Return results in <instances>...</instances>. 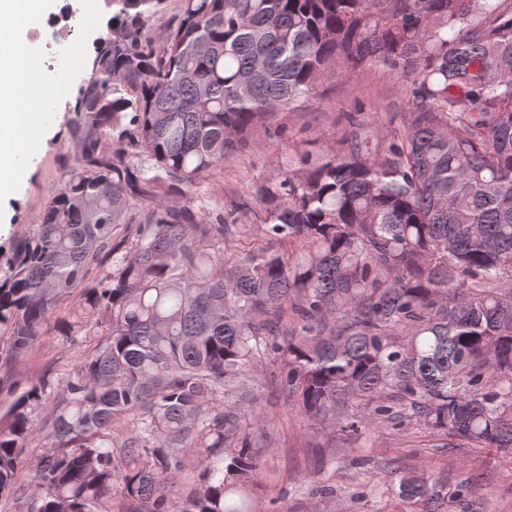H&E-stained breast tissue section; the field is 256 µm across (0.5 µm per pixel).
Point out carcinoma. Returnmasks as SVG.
<instances>
[{
  "label": "carcinoma",
  "instance_id": "1",
  "mask_svg": "<svg viewBox=\"0 0 512 512\" xmlns=\"http://www.w3.org/2000/svg\"><path fill=\"white\" fill-rule=\"evenodd\" d=\"M104 0L72 112L79 149L42 220L0 249V354L61 300L91 349L10 389L0 500L52 410L33 512H254L265 368L299 414L353 441L420 426L512 454V0ZM369 66L411 116L288 169L250 207L190 196L321 80ZM256 237L228 252L227 240ZM186 498L167 488L188 470ZM478 477L400 480L417 512H473Z\"/></svg>",
  "mask_w": 512,
  "mask_h": 512
}]
</instances>
